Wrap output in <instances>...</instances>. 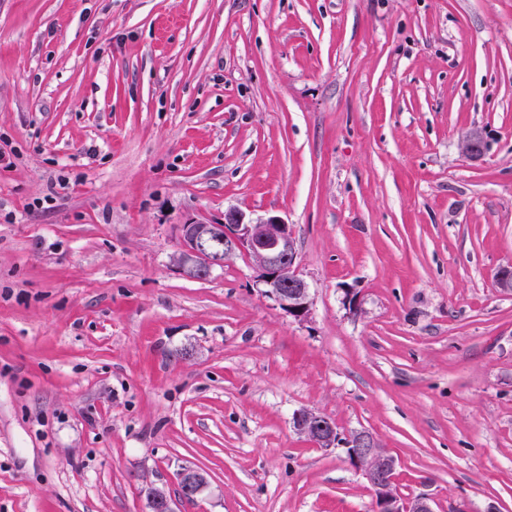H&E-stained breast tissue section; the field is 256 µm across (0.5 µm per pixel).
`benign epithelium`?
<instances>
[{"instance_id":"obj_1","label":"benign epithelium","mask_w":512,"mask_h":512,"mask_svg":"<svg viewBox=\"0 0 512 512\" xmlns=\"http://www.w3.org/2000/svg\"><path fill=\"white\" fill-rule=\"evenodd\" d=\"M485 146L479 130L465 138L466 154H479ZM184 249L178 258L183 271L192 278L207 277L224 259L239 253L253 263L254 279L266 288L278 304L296 317L309 312L310 288L299 270L297 242L291 225L281 217L269 215L256 221L240 210L224 213V223L192 222L184 225ZM224 248H219V245ZM296 431L325 448L341 445L350 461L360 469L376 496L377 512H435L430 498L406 501L395 486L396 459L380 447L365 431L341 436L334 422L321 414L302 410L295 415ZM184 494L194 497L204 487L202 473L185 469L179 474ZM152 512H174L167 495L153 487L146 489Z\"/></svg>"}]
</instances>
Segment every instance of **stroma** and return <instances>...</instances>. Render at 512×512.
I'll return each instance as SVG.
<instances>
[{
  "mask_svg": "<svg viewBox=\"0 0 512 512\" xmlns=\"http://www.w3.org/2000/svg\"><path fill=\"white\" fill-rule=\"evenodd\" d=\"M0 136V512H375L301 410L512 512V0H0ZM231 209L306 318L176 265ZM184 249L178 258L192 278L207 277L214 266L239 253L253 263L254 279L278 304L295 317L309 312L310 288L299 270L297 242L291 225L269 215L256 221L240 210L224 213V223L184 225ZM224 243V253L218 247Z\"/></svg>",
  "mask_w": 512,
  "mask_h": 512,
  "instance_id": "35a3bbf8",
  "label": "stroma"
}]
</instances>
